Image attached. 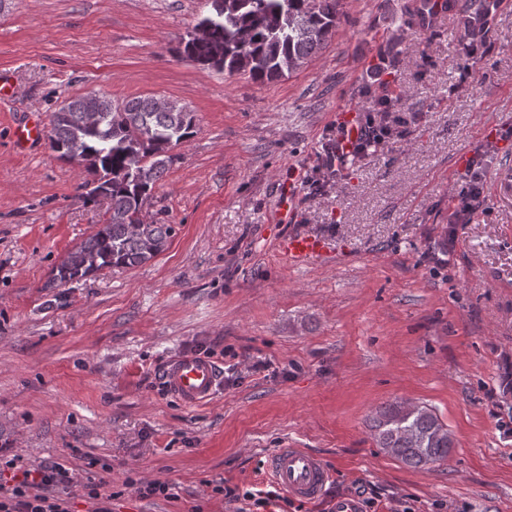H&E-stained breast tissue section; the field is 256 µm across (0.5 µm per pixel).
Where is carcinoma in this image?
Returning a JSON list of instances; mask_svg holds the SVG:
<instances>
[{
  "mask_svg": "<svg viewBox=\"0 0 512 512\" xmlns=\"http://www.w3.org/2000/svg\"><path fill=\"white\" fill-rule=\"evenodd\" d=\"M340 0H212L196 23L199 38L182 39L179 56L200 66L272 82L307 63L336 33ZM468 40L486 38L485 6H457ZM198 127L197 115L176 101L153 96L117 103L110 97L73 98L54 112L49 145L58 159L78 158L85 178L76 199L107 202L103 224L72 251L49 283L56 288L105 270L143 264L166 247L174 228L148 221L145 206L158 181L178 161L174 148ZM379 448L401 462L426 466L448 458L453 439L426 405L394 402L372 416Z\"/></svg>",
  "mask_w": 512,
  "mask_h": 512,
  "instance_id": "1",
  "label": "carcinoma"
}]
</instances>
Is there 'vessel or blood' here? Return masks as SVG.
Wrapping results in <instances>:
<instances>
[{"instance_id": "obj_1", "label": "vessel or blood", "mask_w": 512, "mask_h": 512, "mask_svg": "<svg viewBox=\"0 0 512 512\" xmlns=\"http://www.w3.org/2000/svg\"><path fill=\"white\" fill-rule=\"evenodd\" d=\"M280 255L298 265L327 253L325 241L312 234H290L278 241ZM221 379L217 363L199 356H183L167 364L163 380L172 395L193 406L210 400ZM267 471L290 497L308 502L319 498L332 472L324 460L305 448H281L268 460Z\"/></svg>"}]
</instances>
